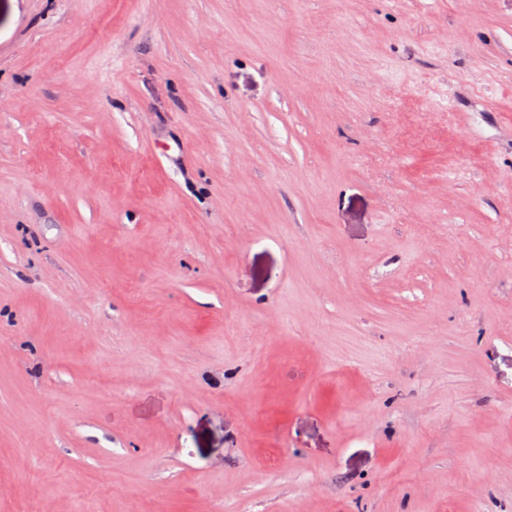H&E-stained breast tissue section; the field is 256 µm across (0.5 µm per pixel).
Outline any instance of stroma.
Segmentation results:
<instances>
[{"label": "stroma", "mask_w": 512, "mask_h": 512, "mask_svg": "<svg viewBox=\"0 0 512 512\" xmlns=\"http://www.w3.org/2000/svg\"><path fill=\"white\" fill-rule=\"evenodd\" d=\"M0 512H512V0H0Z\"/></svg>", "instance_id": "obj_1"}]
</instances>
